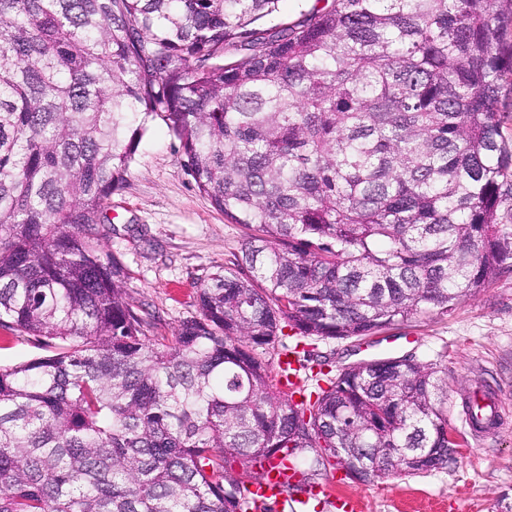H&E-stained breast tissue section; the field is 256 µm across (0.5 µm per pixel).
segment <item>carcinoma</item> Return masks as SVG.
Returning <instances> with one entry per match:
<instances>
[{
    "instance_id": "carcinoma-1",
    "label": "carcinoma",
    "mask_w": 512,
    "mask_h": 512,
    "mask_svg": "<svg viewBox=\"0 0 512 512\" xmlns=\"http://www.w3.org/2000/svg\"><path fill=\"white\" fill-rule=\"evenodd\" d=\"M0 0V512H252L285 454L363 483L448 464V371L354 363L313 396L288 328L369 336L447 314L512 259V0ZM253 230L169 338L98 225L149 122ZM240 465L237 473L233 465ZM47 354L32 342L17 338L12 331L0 327V366L10 367Z\"/></svg>"
}]
</instances>
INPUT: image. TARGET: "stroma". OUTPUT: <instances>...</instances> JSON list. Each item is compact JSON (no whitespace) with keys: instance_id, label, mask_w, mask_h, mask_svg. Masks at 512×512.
I'll use <instances>...</instances> for the list:
<instances>
[{"instance_id":"1","label":"stroma","mask_w":512,"mask_h":512,"mask_svg":"<svg viewBox=\"0 0 512 512\" xmlns=\"http://www.w3.org/2000/svg\"><path fill=\"white\" fill-rule=\"evenodd\" d=\"M179 142L151 121L123 189L112 195L100 225L104 251L123 267L134 308L156 312L153 335L169 336L197 315L199 287L231 265L249 234L201 194L184 170ZM332 369L364 360L413 355L448 368V429L457 451L447 466L362 483L336 461L317 466L363 512H512V267L449 314L435 312L358 339L305 341ZM503 395V423L481 437L465 427L462 396L475 383Z\"/></svg>"}]
</instances>
